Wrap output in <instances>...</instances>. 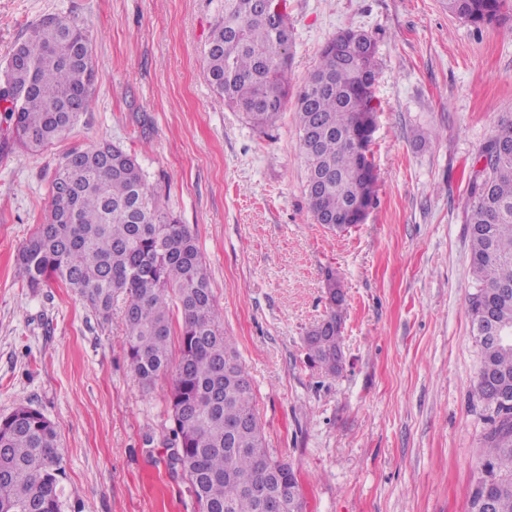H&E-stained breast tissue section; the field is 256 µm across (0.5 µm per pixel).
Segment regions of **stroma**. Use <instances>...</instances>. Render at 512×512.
<instances>
[{
  "label": "stroma",
  "instance_id": "35a3bbf8",
  "mask_svg": "<svg viewBox=\"0 0 512 512\" xmlns=\"http://www.w3.org/2000/svg\"><path fill=\"white\" fill-rule=\"evenodd\" d=\"M446 2L287 0L291 97L260 130L204 75L220 0H0V67L54 16L87 30L98 71L93 108L64 139L0 150V416L28 405L55 423L62 512H197L167 460L171 379H136L124 296L106 321L67 288L32 290L16 273L61 158L100 140L134 154L195 235L304 512H467L489 426L473 396L464 208L479 151L512 120V0L479 26ZM346 29L378 46L376 184L365 220L334 233L310 211L293 95ZM331 275L343 292L334 376L304 345L329 312Z\"/></svg>",
  "mask_w": 512,
  "mask_h": 512
}]
</instances>
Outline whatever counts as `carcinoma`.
<instances>
[{
    "instance_id": "obj_1",
    "label": "carcinoma",
    "mask_w": 512,
    "mask_h": 512,
    "mask_svg": "<svg viewBox=\"0 0 512 512\" xmlns=\"http://www.w3.org/2000/svg\"><path fill=\"white\" fill-rule=\"evenodd\" d=\"M505 0H448V12L473 24L499 17ZM259 0H224L203 53L209 84L256 127L270 124L288 96L285 69L291 31L268 21ZM0 70V88L12 92L0 116L11 139L38 149L65 137L90 111L96 77L92 42L78 24L42 19L28 29ZM377 46L364 33L345 31L324 45L319 62L296 95L300 148L307 165L306 193L314 220L330 231L358 223L357 206L370 205L376 175L368 157ZM512 122L480 150L481 176H472L466 201L473 292L468 313L480 346L474 395L488 411L486 462L469 497L468 512H512V408L495 406L497 385L512 390V336L484 340L481 311L512 330ZM45 221L22 245L17 265L26 286L59 281L104 320L118 293L123 343L132 369L149 388L171 365V337L179 357L169 396L178 447L168 457L189 484L198 512H263L254 493L265 488L281 512H303L291 465L273 457L252 384L224 335L210 275L187 225L165 212L151 193L136 157L101 141L66 153L51 186ZM308 362L326 373L342 370L341 319L330 310L305 337ZM65 448L53 423L18 406L0 417V512H61Z\"/></svg>"
}]
</instances>
